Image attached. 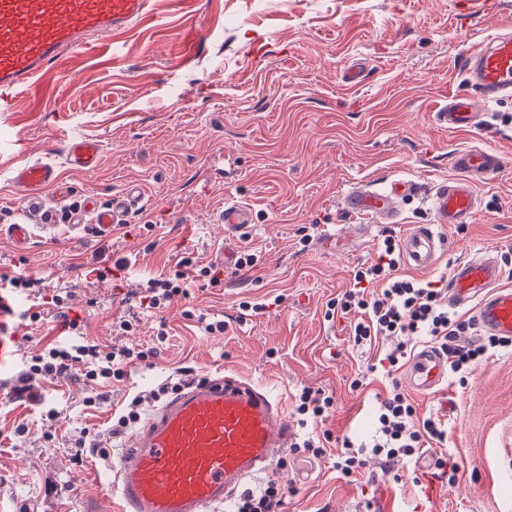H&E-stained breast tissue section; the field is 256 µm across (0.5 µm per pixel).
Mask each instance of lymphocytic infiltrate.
<instances>
[{
	"label": "lymphocytic infiltrate",
	"mask_w": 512,
	"mask_h": 512,
	"mask_svg": "<svg viewBox=\"0 0 512 512\" xmlns=\"http://www.w3.org/2000/svg\"><path fill=\"white\" fill-rule=\"evenodd\" d=\"M401 252L393 236H386L376 258L356 270L353 286L337 301V313L360 314L353 327V341L361 345L382 338L392 346L378 362L369 367L370 373L386 377L398 370L409 355L407 337L424 336L438 345L448 356V369L458 374L486 360L496 339L475 348L458 345L457 339L473 327L472 321L462 319L448 308V282L444 279L420 282L398 276ZM199 273L211 286L222 283L224 272L217 268L195 269L190 255H183L168 273L143 281L137 295L138 308L112 323V333L118 341L100 345L81 339L79 318H63L65 344L54 346L35 356L20 369L11 393L14 397L40 402L41 382L80 368L86 379L108 384L123 380L134 361L147 357L146 351L120 344L141 321V310H158L175 296L185 293L191 273ZM413 405L399 390H392L378 408L377 435L370 450L381 460L383 474H390L396 461L417 455L424 441L441 444L447 431L441 424L428 419L422 429H414L410 421Z\"/></svg>",
	"instance_id": "lymphocytic-infiltrate-1"
}]
</instances>
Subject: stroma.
Returning a JSON list of instances; mask_svg holds the SVG:
<instances>
[{
  "label": "stroma",
  "mask_w": 512,
  "mask_h": 512,
  "mask_svg": "<svg viewBox=\"0 0 512 512\" xmlns=\"http://www.w3.org/2000/svg\"><path fill=\"white\" fill-rule=\"evenodd\" d=\"M494 3L488 11L480 0H151L150 18L134 32L99 39L17 94L12 110L0 112V139L17 144L0 154V275L36 279L39 290L14 294L7 323L15 357L0 366V512H83L90 495L101 512H113L120 449L75 465L72 440L83 429L104 433L134 394L182 367L201 377L237 374L272 390L297 439L327 433L371 443L378 402L402 374H368L388 342L355 347L354 315L330 321L325 312L385 235L431 222L426 193L454 176L455 150H492L503 164L478 186L473 223L449 226L450 248L439 263L398 273L432 280L485 250L512 267V99L494 104L489 130L455 133L433 119L439 104L465 90L469 50L512 30V0ZM354 64L361 75L352 84L345 73ZM75 133L102 142L95 171L65 166ZM22 157L59 165L69 195L48 191L54 208L86 194L105 203L130 184L145 204L110 237L63 229L16 252L3 227L17 218L8 176ZM401 177L421 184L422 194L399 202L398 223L362 233L360 216L342 208L346 189L379 190ZM230 199L252 212L251 225L233 237L217 222ZM309 225L316 231L304 247L300 231ZM186 248L202 267L221 265L226 248L251 251L258 261L225 271L222 286L197 283L188 297H176L162 312L165 343L149 319L125 336L153 354L112 382L109 402L88 406L99 386L77 370L43 383L41 404L11 395L22 365L62 339L52 302L59 290L69 291V314L83 322L86 338L105 345L123 298L169 271ZM130 252L135 261L108 283L82 281L81 267L94 257L109 266ZM244 300L269 307L243 318ZM191 308L224 317L227 329L206 333L187 319ZM305 387L333 396L328 418L300 424L294 396ZM408 398L415 425L444 422L446 448L430 443L418 460L400 461L395 483L382 479L371 455L346 478L335 447L319 458L288 452L278 460L286 481L280 512H512V343L491 349L469 374L449 376L439 393ZM444 398L454 405L446 418ZM50 409L56 418L47 417ZM445 452L461 466L452 486L432 477Z\"/></svg>",
  "instance_id": "stroma-1"
}]
</instances>
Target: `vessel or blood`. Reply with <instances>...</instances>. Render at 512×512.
I'll return each instance as SVG.
<instances>
[{
    "mask_svg": "<svg viewBox=\"0 0 512 512\" xmlns=\"http://www.w3.org/2000/svg\"><path fill=\"white\" fill-rule=\"evenodd\" d=\"M149 13L150 0H0V111H8L15 96L34 87L64 55L85 52L92 37L128 33ZM464 74L475 93L452 96L435 114L451 131L488 127L492 105L512 97V33H499L471 49ZM100 152L98 141L76 136L65 162L91 172ZM452 164L456 177L434 189L433 223L410 225L402 237L401 258L411 269H429L439 262L448 248L444 227L473 223L476 188L500 170L501 158L489 150L462 149L453 155ZM10 173L23 209L41 216L43 230L58 228L57 213L44 210L41 199L44 188L59 183L57 166L23 160ZM418 190L411 179L394 180L380 192L354 187L344 195L343 207L372 223L390 224L399 201ZM139 202L132 188L106 205L88 197L70 222L107 236L118 214ZM220 221L226 234L238 233L251 223V212L230 201ZM502 277L489 254L458 263L448 277V304L473 313L480 333L510 341L512 289L502 285ZM403 377L417 393L437 392L448 379V358L436 347L423 346L410 357ZM294 438L271 390L238 376L190 383L127 437L112 480L118 512H217L249 479L287 453Z\"/></svg>",
    "mask_w": 512,
    "mask_h": 512,
    "instance_id": "vessel-or-blood-1",
    "label": "vessel or blood"
}]
</instances>
